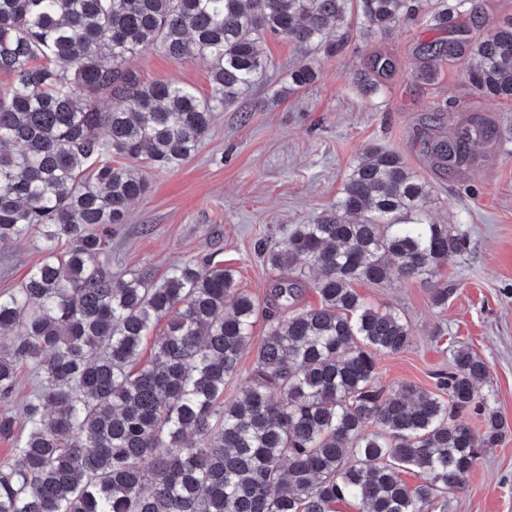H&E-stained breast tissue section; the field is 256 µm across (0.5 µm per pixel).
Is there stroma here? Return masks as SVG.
Instances as JSON below:
<instances>
[{
  "instance_id": "1",
  "label": "stroma",
  "mask_w": 512,
  "mask_h": 512,
  "mask_svg": "<svg viewBox=\"0 0 512 512\" xmlns=\"http://www.w3.org/2000/svg\"><path fill=\"white\" fill-rule=\"evenodd\" d=\"M439 36L422 23L384 37L365 34L358 24L332 56L267 39L262 52L271 67L237 104L214 112L194 156L170 171L146 170L145 193L130 204L125 222L112 227L111 268L117 278L141 272L158 279L172 264L208 258L232 269L238 288L265 307L280 273L263 261L261 249L277 245L285 226L309 223L330 207L366 150L400 153L434 190L433 220L462 225L470 246L442 272L454 289L445 306L433 304L420 280L357 285L369 305L399 311L412 329L405 351L379 356L377 380L387 389L408 382L434 390L435 375L448 368L452 341L483 358L488 378L479 393L509 430L478 459L465 489L450 496L448 512H512V102L478 98L451 61L442 64L438 80H421L418 49ZM378 55L390 57L394 68L369 100L356 77ZM303 61L318 70L317 80L273 100ZM132 66L144 81H175L198 95L212 94L205 59H175L152 46ZM461 103L493 119L500 138L466 184L434 171L421 131L436 107L444 129L452 130L463 118ZM41 259L36 236L0 244V293L19 288Z\"/></svg>"
}]
</instances>
